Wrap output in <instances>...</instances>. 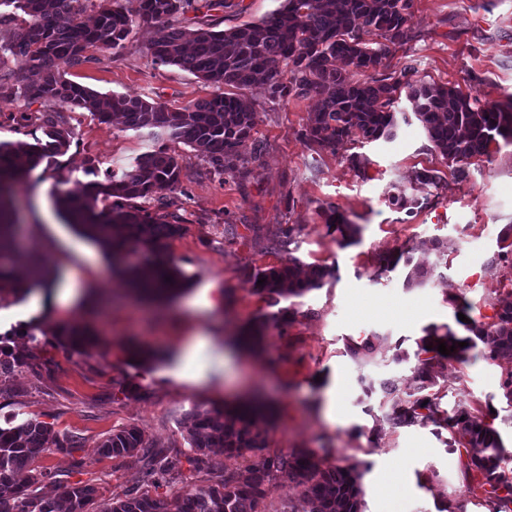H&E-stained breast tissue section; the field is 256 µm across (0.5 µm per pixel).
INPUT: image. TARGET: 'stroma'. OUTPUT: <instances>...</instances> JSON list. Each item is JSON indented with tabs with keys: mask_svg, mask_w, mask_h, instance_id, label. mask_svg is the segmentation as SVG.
Returning <instances> with one entry per match:
<instances>
[{
	"mask_svg": "<svg viewBox=\"0 0 512 512\" xmlns=\"http://www.w3.org/2000/svg\"><path fill=\"white\" fill-rule=\"evenodd\" d=\"M282 4L224 0L215 10L187 12L181 26L227 30L266 19ZM412 11L407 39L388 59L392 68L408 67L411 81L455 85L480 100L512 95V0H413ZM154 31L142 23L122 47L91 50L88 62L67 68V79L172 109L219 94V87L186 70L154 64L148 52ZM243 95L256 106L255 137L261 145L260 155L248 158L244 169L209 175L193 149L175 147L181 186L163 191L162 202L186 219L169 252L191 283L163 301L158 314L142 308L100 249L63 222L52 193L60 181L70 193H80L88 167L101 173L127 168L166 138L127 128L117 119L99 123L85 110L66 112L73 132L67 152L34 169L12 197L24 244L45 252L58 277L51 288L0 308V344L15 354L30 351L23 330L32 322L85 323L99 344L90 354L78 355L51 340L28 364L0 377V422L35 415L77 437V449L43 454L38 466L70 472L72 480L108 493L145 484V469L135 459L103 458L96 452L112 429L138 426L146 440L178 461L173 487L187 491L207 474L191 470L186 461V413L223 401L259 402L274 411L270 448H308L326 466L341 458L358 464L362 512H437L444 498L462 505L463 512H485L482 495L469 493L456 455L434 426L390 428L379 397H366L362 383L394 377L401 388H409L412 364L395 362L394 353L413 352L426 326L456 324L455 309L444 302L440 284L405 287L404 267L377 273L379 254L408 249L415 263L428 267L436 261L428 240L450 239L443 272L485 316L497 291L512 289V263L500 260L498 239L503 225L512 224V147L492 160H474L467 182L450 184L407 221L389 205V194L408 186L415 170L446 168L416 122H399L393 141L348 143L334 154L300 137L317 97L273 100L259 84ZM51 108L48 102L0 94V141L42 137L40 117ZM355 152L370 161L367 178L358 177L348 162ZM328 204L360 225L358 243L340 246L327 232L318 209ZM228 224L239 226V238L225 240ZM288 224L301 227L298 257L335 267L336 276L299 298L300 310H312V317L270 328L258 347L238 344L241 329L270 311L244 273L280 264L281 255L267 243ZM198 333L221 337L231 353L221 384L199 387L176 374L181 344ZM368 338L374 341L373 353L352 359L347 342ZM132 345L142 358L130 356ZM511 371V364L487 361L473 349L466 362H449L440 378L442 408L461 403L496 411L503 443L512 446V404L501 388ZM336 384L345 409L338 425L324 414ZM126 385L131 393H123Z\"/></svg>",
	"mask_w": 512,
	"mask_h": 512,
	"instance_id": "1",
	"label": "stroma"
}]
</instances>
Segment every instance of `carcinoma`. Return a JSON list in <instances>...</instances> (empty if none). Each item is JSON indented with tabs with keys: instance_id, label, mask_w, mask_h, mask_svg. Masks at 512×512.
I'll return each instance as SVG.
<instances>
[{
	"instance_id": "obj_1",
	"label": "carcinoma",
	"mask_w": 512,
	"mask_h": 512,
	"mask_svg": "<svg viewBox=\"0 0 512 512\" xmlns=\"http://www.w3.org/2000/svg\"><path fill=\"white\" fill-rule=\"evenodd\" d=\"M75 0H0V21L12 17L8 10L28 16L21 32L0 44V67L4 57L14 60L24 74V83L10 86L31 101H52L70 109H84L107 123L112 113L124 114L131 129L160 128L169 141L193 148L209 166L222 175L242 161V150L253 139L257 111L252 103L228 94L197 101L182 109H170L157 101L124 95L101 94L65 78L63 67L89 61L94 48L120 47L139 23L155 25L149 51L157 64L178 66L214 85L243 88L258 81L271 99H301L314 93L320 106L310 113L301 137L310 146L337 153L347 142L391 141L396 137V107L406 101L424 130L431 150L448 164L455 183L469 177L474 158L491 159L501 145H512V96L505 102L481 104L459 87H444L422 81L412 83L406 73L392 71L362 83L349 81L348 72L378 71L385 66L391 48L404 43L412 18V0H284L282 7L259 23H246L230 30L209 26L198 29L191 47H186L178 26L179 17L193 9L224 6L223 0H98L96 21L88 27L76 21ZM44 138L34 142H0V300L7 294H30L50 286L53 272L47 261L33 250L20 248L14 212L8 206L15 187L36 167L65 152L71 132L64 127L59 110L44 113ZM177 155L162 144L136 159L133 167L90 180L79 197L61 188L55 192V207L64 222L80 237L99 247L112 264L121 265L131 291L146 298H168L182 289L188 278L167 254L170 241L181 235L182 219L176 215H151L137 203L156 198L159 191L180 185ZM414 181L433 188V196L448 187L441 171L422 169ZM120 198L128 205H103ZM389 204L413 214L430 204L400 188L388 197ZM328 231L339 234L346 247L359 241L361 227L350 223L336 207L321 209ZM300 228L287 225L271 241L270 250L288 255L285 263L247 274L254 293L276 306L282 298H299L324 286L335 276L328 265H311L299 271ZM135 254L140 262L127 257ZM410 251L378 256V272L409 267L406 287H421L435 279L447 287L444 302L466 316L458 321L459 334L447 325H429L413 353L414 386L400 396L398 382L381 383L390 403L385 419L392 428L432 424L437 433L447 432L446 446L458 454L464 478L477 483L489 512H512V451L502 442L497 415H477L463 404L452 411L440 408L437 386L448 361L462 362L481 342L491 361L512 363V291L507 298L489 303L493 316L471 315L473 305L459 293L448 290L436 267L411 265ZM265 284L257 285L258 280ZM302 311L294 306L262 316L248 326L240 342L260 344L266 330L287 326ZM39 326L25 330L35 338ZM41 331V330H39ZM42 335L54 336L59 347L72 353L89 354L98 337L86 325L56 327ZM456 346L441 354L437 346ZM467 346L460 348L458 343ZM193 454L187 463L194 470L218 471L211 453L218 448L229 457L243 460L262 456L259 463L238 471L224 469L220 478L195 485L191 490L163 496L150 490L129 489L112 498L99 512H265L266 486L284 478L304 487L301 497L281 512H361V472L354 464L323 467L309 448L287 453L268 448L267 415L260 406L234 407L215 404L195 407L183 421ZM78 447L74 437L56 431L53 424L37 416L13 417L0 426V512H91L97 487L71 482L48 470L32 467L34 461L55 449ZM107 458L141 455L149 486H169L173 465L146 445L142 430L127 425L112 430L98 444Z\"/></svg>"
}]
</instances>
